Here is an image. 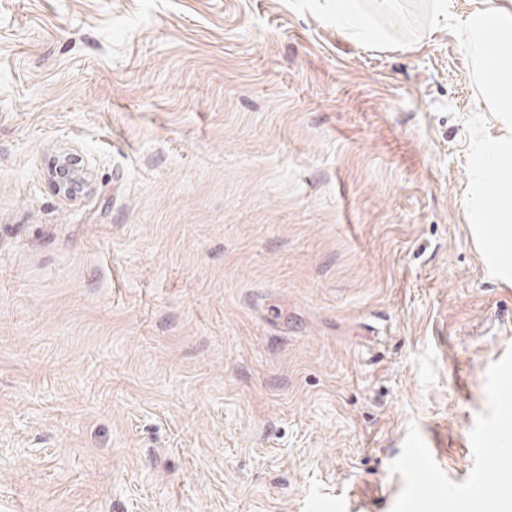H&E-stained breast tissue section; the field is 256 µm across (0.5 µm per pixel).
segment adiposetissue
<instances>
[{
    "label": "adipose tissue",
    "mask_w": 512,
    "mask_h": 512,
    "mask_svg": "<svg viewBox=\"0 0 512 512\" xmlns=\"http://www.w3.org/2000/svg\"><path fill=\"white\" fill-rule=\"evenodd\" d=\"M461 22L464 45L478 60L481 78L479 107L497 113L502 126L500 135L480 143L475 152L480 159L473 190L482 193L487 181H494L491 220L499 225L512 223V56L505 46L512 44V7L486 0ZM315 8L330 22L356 27L371 42L382 41L384 29L377 17L379 0H314Z\"/></svg>",
    "instance_id": "ef3b65f1"
}]
</instances>
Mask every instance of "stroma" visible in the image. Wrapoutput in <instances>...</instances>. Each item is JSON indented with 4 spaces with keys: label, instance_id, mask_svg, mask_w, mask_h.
<instances>
[{
    "label": "stroma",
    "instance_id": "1",
    "mask_svg": "<svg viewBox=\"0 0 512 512\" xmlns=\"http://www.w3.org/2000/svg\"><path fill=\"white\" fill-rule=\"evenodd\" d=\"M480 2L396 0L376 45L308 0H0V512H468L499 485ZM81 159L71 152L58 153L49 167L47 176L55 192L65 198L76 197V185L86 187L88 182V169L80 165Z\"/></svg>",
    "mask_w": 512,
    "mask_h": 512
}]
</instances>
